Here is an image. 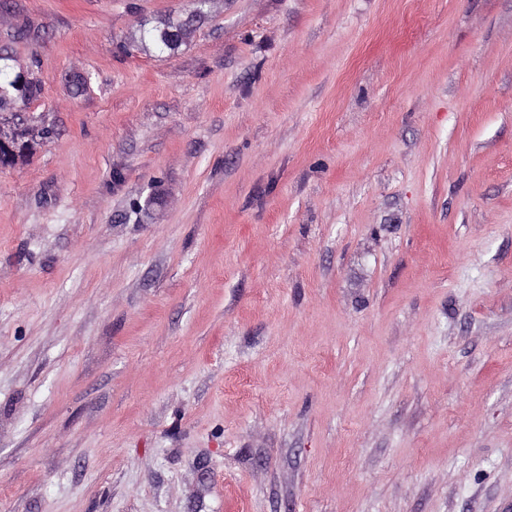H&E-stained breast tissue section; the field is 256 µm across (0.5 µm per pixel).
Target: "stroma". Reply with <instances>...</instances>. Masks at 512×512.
<instances>
[{
  "label": "stroma",
  "instance_id": "obj_1",
  "mask_svg": "<svg viewBox=\"0 0 512 512\" xmlns=\"http://www.w3.org/2000/svg\"><path fill=\"white\" fill-rule=\"evenodd\" d=\"M193 8L0 0V512H512V0ZM184 21L170 18L159 24L148 26L150 23L142 21L140 24L141 43L147 47L152 46L160 52L175 53L186 43L179 41V30ZM9 60V56L0 54V106L11 100L13 97L12 92H16L15 97H17V93L19 94L15 89L14 72L8 63ZM30 129L20 114L13 115L11 121L4 123L0 118V148L10 153H16L17 146L21 144H32L29 139Z\"/></svg>",
  "mask_w": 512,
  "mask_h": 512
}]
</instances>
